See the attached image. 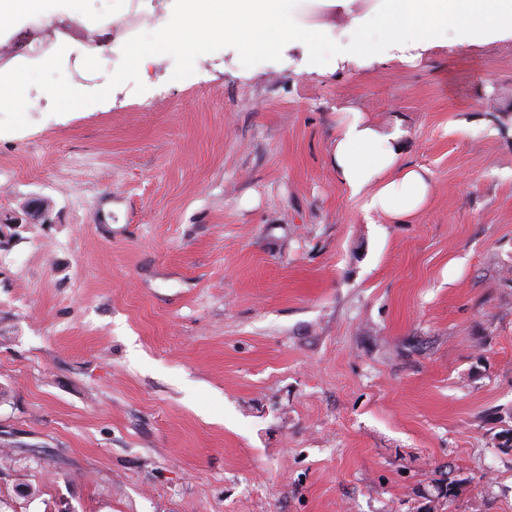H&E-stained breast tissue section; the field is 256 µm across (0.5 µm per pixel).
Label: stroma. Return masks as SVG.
<instances>
[{"label": "stroma", "mask_w": 512, "mask_h": 512, "mask_svg": "<svg viewBox=\"0 0 512 512\" xmlns=\"http://www.w3.org/2000/svg\"><path fill=\"white\" fill-rule=\"evenodd\" d=\"M110 44L0 110V512H512V41ZM349 109L429 170L408 223L333 173Z\"/></svg>", "instance_id": "stroma-1"}]
</instances>
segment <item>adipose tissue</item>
Listing matches in <instances>:
<instances>
[{"label":"adipose tissue","mask_w":512,"mask_h":512,"mask_svg":"<svg viewBox=\"0 0 512 512\" xmlns=\"http://www.w3.org/2000/svg\"><path fill=\"white\" fill-rule=\"evenodd\" d=\"M174 0L167 27L146 34L136 63L146 68L167 52L182 53L188 61L204 54L215 35L246 53L283 43L308 47L311 62L339 64L405 60L408 52L447 42L479 45L512 40V0ZM85 0H0V31L17 24L24 10L47 18L66 14L82 18ZM335 9L346 20L341 29L347 45L327 48L325 24L309 16ZM396 135L382 132L351 111L336 137L332 166L339 182L362 197L363 208L403 222L428 203L430 172L400 163ZM397 177H390L391 169Z\"/></svg>","instance_id":"ef3b65f1"}]
</instances>
